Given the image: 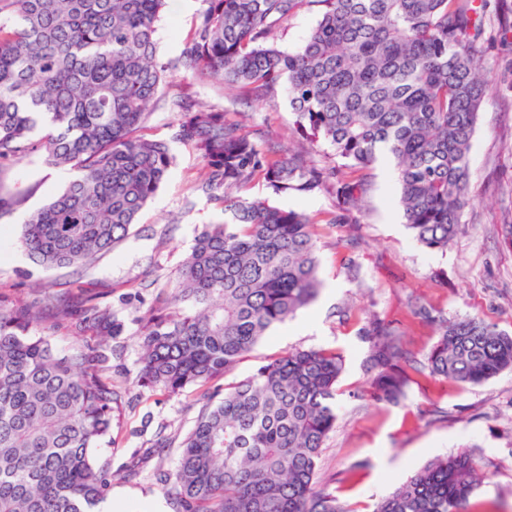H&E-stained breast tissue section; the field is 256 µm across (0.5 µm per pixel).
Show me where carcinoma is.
<instances>
[{
	"instance_id": "1",
	"label": "carcinoma",
	"mask_w": 512,
	"mask_h": 512,
	"mask_svg": "<svg viewBox=\"0 0 512 512\" xmlns=\"http://www.w3.org/2000/svg\"><path fill=\"white\" fill-rule=\"evenodd\" d=\"M181 51L185 71L258 100L285 87L308 142L343 166L387 161L417 243L444 251L471 205L468 156L481 99L484 17L475 0H316L321 16L293 50L269 42L303 0H202ZM167 0H0V171L40 151L77 176L33 212L20 241L47 267L83 270L129 234L174 161L168 144L136 134L170 84L156 60ZM176 138L206 164L198 189L228 219L202 231L173 288L143 318L138 383L170 395L202 389L205 408L172 469L156 481L172 512H353L318 487L317 460L336 425L345 362L328 349H296L215 399L228 374L270 327L313 302L316 228L304 212L238 195L258 178L277 193L322 186L334 223L350 224L367 177L308 165L207 105L181 112ZM23 198L0 186V216ZM76 333L111 338L123 326L99 293L71 300L41 290L0 304V512H101L109 484L101 452L112 443V349L62 353L47 313ZM439 327L428 375L481 385L512 370V336L480 317ZM371 393L396 404L411 382L399 334L368 320ZM487 477L467 453L436 458L382 498L374 512H468Z\"/></svg>"
}]
</instances>
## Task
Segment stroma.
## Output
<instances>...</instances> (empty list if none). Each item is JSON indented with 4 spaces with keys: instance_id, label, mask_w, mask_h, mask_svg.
Returning <instances> with one entry per match:
<instances>
[{
    "instance_id": "35a3bbf8",
    "label": "stroma",
    "mask_w": 512,
    "mask_h": 512,
    "mask_svg": "<svg viewBox=\"0 0 512 512\" xmlns=\"http://www.w3.org/2000/svg\"><path fill=\"white\" fill-rule=\"evenodd\" d=\"M202 8V0H184L180 11H165L157 23V58L168 67L172 83L140 134L165 141L174 162L129 237L112 252L79 274L34 263L20 243L22 226L74 174L48 165L35 153L0 176L25 198L23 205L0 217V302L23 304L36 287L75 296L80 286H90L104 293L105 303L123 324L122 335L110 342L112 385L120 400L113 443L102 455L111 483L104 512H171L156 485L154 463L134 476L126 470L149 447L156 460L173 467L202 407L196 388L168 395L136 383L142 316L172 287L197 236L224 220L223 205L197 189L204 176L202 158L174 137L178 97L224 111L229 121L274 141L301 139L286 94L256 101L245 91H229L184 73L178 60ZM319 18L316 0H305L275 28L271 40L280 48L295 49ZM484 20L492 34L483 45L480 67L490 71L492 81L480 104L469 153L473 204L462 216L465 232L446 252L427 250L414 240L404 223L396 184L383 166L370 174L353 230L335 223L336 197L327 190L283 194L261 179L246 189L249 196L313 218L322 288L310 306L271 329L210 387L223 394L225 385L295 348L340 353L345 370L336 385V427L323 446L318 477L321 488L352 512H372L382 497L428 461L462 452L478 457L490 475L472 498L469 512H512V371L479 386L423 374L438 330L412 313L414 304L422 302L448 318L477 315L512 334V244L500 230L512 222V35L503 40L494 32L499 21L512 25V0H486ZM350 259L356 264L352 273L345 267ZM373 315L402 332L410 358L412 380L397 405L374 401L367 392L373 373L369 345L359 330ZM160 438L166 445L158 449L154 442Z\"/></svg>"
}]
</instances>
